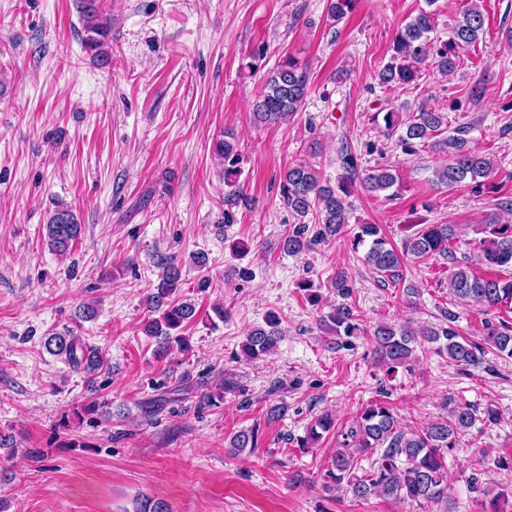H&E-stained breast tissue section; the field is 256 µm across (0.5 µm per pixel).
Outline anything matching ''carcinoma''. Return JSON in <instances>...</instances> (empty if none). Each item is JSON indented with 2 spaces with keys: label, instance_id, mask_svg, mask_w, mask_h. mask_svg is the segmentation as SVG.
Instances as JSON below:
<instances>
[{
  "label": "carcinoma",
  "instance_id": "carcinoma-1",
  "mask_svg": "<svg viewBox=\"0 0 512 512\" xmlns=\"http://www.w3.org/2000/svg\"><path fill=\"white\" fill-rule=\"evenodd\" d=\"M77 2L83 19V42L87 48L99 52L101 62L106 64L108 55L101 47L109 38V26L100 20L96 0ZM484 25L483 13L473 5L463 11L451 27L448 40L438 41L431 37L435 31V12L421 10L395 34L390 60L378 73L379 83L385 86L410 84L430 61L436 63L441 73H454L457 50L475 44L484 33ZM308 89L306 70L294 58L284 59L264 77L263 92L253 108L255 120L263 124L286 121L300 110ZM382 120L385 128L392 132L404 127L399 135L404 150L414 152L419 146L448 155V164L436 172L437 183L441 185L452 188L468 180L480 188L494 171L492 161L469 146L465 131L458 129L454 135L442 136L448 120L439 112L422 106L404 122L400 112L389 109ZM231 138L233 134L226 132L216 145V152L224 158V180L229 185L238 174V154ZM400 184L401 177L386 168L370 170L363 178L364 188L372 193L398 188ZM350 187L347 176L335 187L321 184L318 172L307 163L289 168L282 184L284 202L301 218L311 212L316 214L320 228L311 235L309 225H294L284 248L290 253L308 250L345 230L353 251L365 249L364 260L368 266L395 284L403 280L402 257L451 255V245L462 230L460 224H424L403 241L399 250L389 243L377 224L348 228L346 197ZM45 230L49 249L65 254L81 234L82 227L71 210L58 207L51 213ZM478 233L482 234L478 248L483 271L460 264L448 277V290L456 298L489 311L512 301V224H500L492 216L481 225ZM161 265L163 271L147 297L146 306L153 317L145 323L144 333L158 339L159 354L174 346L187 351L190 349L188 341L176 330L195 318L196 307L175 298L180 273L174 262L165 260ZM332 288L343 302L325 316L324 327L338 336L358 335L359 318L352 305L346 302L351 297L348 277L338 274ZM265 324L264 328L252 329L242 345V351L251 359L270 354L281 338V322L276 315H267ZM371 337L378 360L389 376L410 367L416 347L423 341L438 344L436 352L445 354L448 363L456 367L482 364L488 347L502 357L512 358V322L506 320L485 323L479 342L460 335L450 322L419 330L408 325L395 328L380 324L373 329ZM46 345L53 355L88 375L94 374L101 365L97 353L69 332L49 337ZM446 406L448 416L417 431H406L386 404L377 401L368 404L343 435L342 448L336 450L332 468L325 474V488L344 491L357 501L382 497L416 504L448 503L445 458L456 448L457 438L462 433L478 422L496 423L499 413L488 405L479 415L475 406L452 399ZM332 425V418L327 415L317 418L310 426L308 437L300 440V447H312L320 438V432L329 431ZM369 453L378 458L370 469L363 470L360 461ZM466 485L476 496L489 498V508L484 512H501L498 503L505 498V492L490 495L480 474L474 472L466 478Z\"/></svg>",
  "mask_w": 512,
  "mask_h": 512
}]
</instances>
